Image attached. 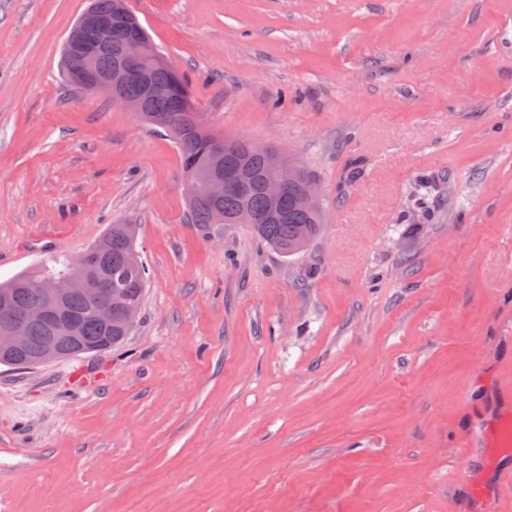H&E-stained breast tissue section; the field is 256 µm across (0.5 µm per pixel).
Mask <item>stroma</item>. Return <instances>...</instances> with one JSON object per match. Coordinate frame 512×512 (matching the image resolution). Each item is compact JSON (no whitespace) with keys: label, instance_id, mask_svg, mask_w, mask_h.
Listing matches in <instances>:
<instances>
[{"label":"stroma","instance_id":"obj_1","mask_svg":"<svg viewBox=\"0 0 512 512\" xmlns=\"http://www.w3.org/2000/svg\"><path fill=\"white\" fill-rule=\"evenodd\" d=\"M88 4L0 0V281L122 221L150 281L119 349L0 365V512H512L469 494L512 471L470 431L512 407V0H126L210 129L315 175L291 257L63 81Z\"/></svg>","mask_w":512,"mask_h":512}]
</instances>
